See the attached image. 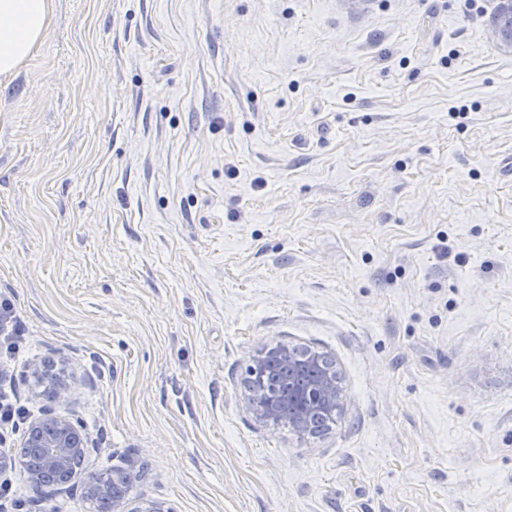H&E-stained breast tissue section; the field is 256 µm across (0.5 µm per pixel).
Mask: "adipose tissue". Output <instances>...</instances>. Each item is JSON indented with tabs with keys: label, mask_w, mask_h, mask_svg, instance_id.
Listing matches in <instances>:
<instances>
[{
	"label": "adipose tissue",
	"mask_w": 512,
	"mask_h": 512,
	"mask_svg": "<svg viewBox=\"0 0 512 512\" xmlns=\"http://www.w3.org/2000/svg\"><path fill=\"white\" fill-rule=\"evenodd\" d=\"M49 21L50 0H0V78L37 52Z\"/></svg>",
	"instance_id": "obj_1"
}]
</instances>
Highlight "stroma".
I'll return each instance as SVG.
<instances>
[{
    "instance_id": "obj_1",
    "label": "stroma",
    "mask_w": 512,
    "mask_h": 512,
    "mask_svg": "<svg viewBox=\"0 0 512 512\" xmlns=\"http://www.w3.org/2000/svg\"><path fill=\"white\" fill-rule=\"evenodd\" d=\"M495 0H52L0 80V366L174 512H512V49ZM330 357L329 431L251 360ZM22 512H90L73 486ZM292 352L293 349L280 344L253 358V372L265 370L268 365L280 367L291 387L284 396H271L262 384L255 385L250 390L248 404L262 419L276 421L288 414L290 426L303 435L309 431L312 415L334 416L343 407L345 395L336 376L331 375L320 358H294ZM300 377L305 382L298 383Z\"/></svg>"
}]
</instances>
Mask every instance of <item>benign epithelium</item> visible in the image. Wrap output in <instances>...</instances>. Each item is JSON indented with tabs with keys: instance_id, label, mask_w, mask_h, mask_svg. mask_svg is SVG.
Returning <instances> with one entry per match:
<instances>
[{
	"instance_id": "obj_1",
	"label": "benign epithelium",
	"mask_w": 512,
	"mask_h": 512,
	"mask_svg": "<svg viewBox=\"0 0 512 512\" xmlns=\"http://www.w3.org/2000/svg\"><path fill=\"white\" fill-rule=\"evenodd\" d=\"M493 32L499 40L512 49V0H497ZM293 349L278 345L253 358L251 369L263 370L267 366L282 368L290 391L284 396H271L262 385L251 388L248 404L253 413L266 420H278L288 415L292 428L303 435L309 431L311 417L325 413L334 415L344 404V391L318 357L295 358ZM77 426L69 418L47 408L35 418L19 439L18 447L39 449V466L29 469L27 479L41 495L58 490V484L49 481L52 476H63L74 461H85L89 456V439L86 435H76ZM137 468L132 461L125 467H115L107 480L115 496L112 499V512H174L165 503L146 497L134 499L120 493L130 484Z\"/></svg>"
}]
</instances>
